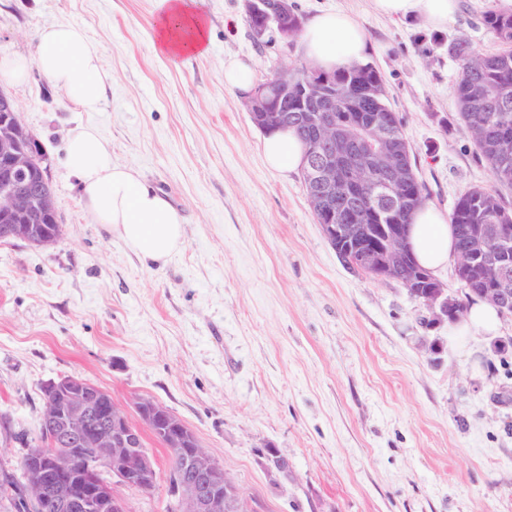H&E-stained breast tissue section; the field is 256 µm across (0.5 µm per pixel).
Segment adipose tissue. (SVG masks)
<instances>
[{
    "mask_svg": "<svg viewBox=\"0 0 512 512\" xmlns=\"http://www.w3.org/2000/svg\"><path fill=\"white\" fill-rule=\"evenodd\" d=\"M374 10L392 19L418 16L433 26L448 22L457 0H372ZM157 50L177 57L204 49L208 38L205 15L195 0H161L155 20ZM297 48L314 68L331 73L363 62L369 40L352 14L326 10L303 26ZM37 68L80 111H98L103 103L107 75L100 49L73 24L51 25L36 36L32 57L1 56L0 80L24 81ZM64 165L79 183L81 199L95 221L110 227L144 261L157 263L179 251L184 242V220L164 194L147 185L131 167L113 162L112 148L97 128L73 127L63 147ZM266 165L291 173L304 164V146L288 130L265 136ZM410 247L429 271L443 268L454 256V236L447 216L432 205L419 209L409 229Z\"/></svg>",
    "mask_w": 512,
    "mask_h": 512,
    "instance_id": "obj_1",
    "label": "adipose tissue"
}]
</instances>
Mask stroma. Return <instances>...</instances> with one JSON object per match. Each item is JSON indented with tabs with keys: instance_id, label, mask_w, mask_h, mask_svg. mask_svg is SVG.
Returning <instances> with one entry per match:
<instances>
[{
	"instance_id": "35a3bbf8",
	"label": "stroma",
	"mask_w": 512,
	"mask_h": 512,
	"mask_svg": "<svg viewBox=\"0 0 512 512\" xmlns=\"http://www.w3.org/2000/svg\"><path fill=\"white\" fill-rule=\"evenodd\" d=\"M302 17L352 13L403 119L429 204L451 213L493 179L457 116L463 38L498 45L482 16L497 0H459L448 25L390 19L370 0H293ZM210 24L202 53L154 49L160 0H0V55H32L40 29L81 26L111 80L82 112L38 70L0 81L47 158L61 235L0 241V512H16L44 387L70 376L130 412L150 398L181 419L254 512H512V315L466 350L439 309L398 282L349 268L325 238L301 173L263 160L247 94L224 85L238 58L256 82L299 62L296 43L256 42L244 0H197ZM96 126L113 161L137 170L185 218L163 263L132 252L85 207L63 164L76 125ZM151 492L113 485L129 512H166L178 497L151 432ZM288 458L267 471L264 452Z\"/></svg>"
}]
</instances>
